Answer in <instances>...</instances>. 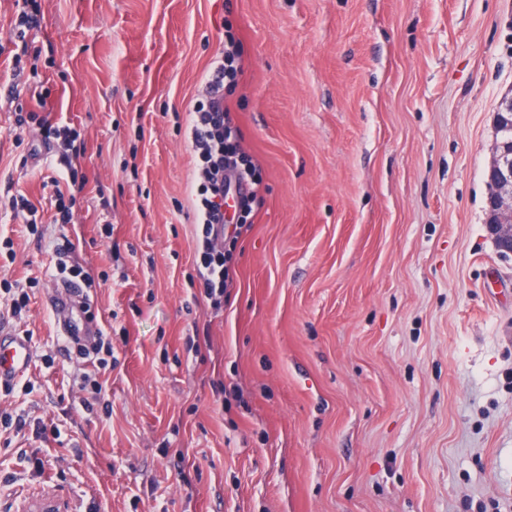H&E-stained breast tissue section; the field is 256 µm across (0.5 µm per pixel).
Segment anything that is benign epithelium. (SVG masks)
Returning <instances> with one entry per match:
<instances>
[{
	"label": "benign epithelium",
	"instance_id": "1",
	"mask_svg": "<svg viewBox=\"0 0 512 512\" xmlns=\"http://www.w3.org/2000/svg\"><path fill=\"white\" fill-rule=\"evenodd\" d=\"M495 136L485 170V224L499 253L512 254V93L500 101Z\"/></svg>",
	"mask_w": 512,
	"mask_h": 512
}]
</instances>
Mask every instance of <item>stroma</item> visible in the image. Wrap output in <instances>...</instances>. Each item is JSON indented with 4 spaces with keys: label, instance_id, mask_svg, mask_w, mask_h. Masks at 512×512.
Returning <instances> with one entry per match:
<instances>
[{
    "label": "stroma",
    "instance_id": "stroma-1",
    "mask_svg": "<svg viewBox=\"0 0 512 512\" xmlns=\"http://www.w3.org/2000/svg\"><path fill=\"white\" fill-rule=\"evenodd\" d=\"M39 56L0 58L7 278L34 351L0 410V512H512V255L485 225L494 114L512 91V0H31ZM232 23L224 102L262 206L225 239L222 307L195 276L186 119ZM40 81L89 182L52 223L63 145L17 124ZM106 277L90 367L48 305L55 250ZM57 427L37 439L32 424ZM42 458L44 469L34 460ZM79 355H81L84 359H87V362L93 367L94 375H99L102 370L103 374H100L99 380L93 379V384L91 386V390L88 392V396L83 397L81 400V405L85 410H90L93 406L98 403L101 399V395L105 392L106 386L104 385L107 382V379H103L106 375L107 368L112 369V365L109 363L108 358L104 357L106 354L107 357L112 358V343L109 338L103 336V334L96 337L93 344L90 346L77 347Z\"/></svg>",
    "mask_w": 512,
    "mask_h": 512
}]
</instances>
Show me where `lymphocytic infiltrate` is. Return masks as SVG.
I'll list each match as a JSON object with an SVG mask.
<instances>
[{
  "instance_id": "f902f5d3",
  "label": "lymphocytic infiltrate",
  "mask_w": 512,
  "mask_h": 512,
  "mask_svg": "<svg viewBox=\"0 0 512 512\" xmlns=\"http://www.w3.org/2000/svg\"><path fill=\"white\" fill-rule=\"evenodd\" d=\"M242 73L243 52L235 45L212 62L205 97L194 105L189 121L193 156L202 174L194 198L197 226L193 241L195 285L201 296L217 307L221 306L224 291L232 283L230 256L218 246L219 239L224 236V196L231 186L242 189L234 220L239 230L248 228L249 217L260 204L261 172L241 150L240 128L224 106L225 84H237ZM25 119L39 126L44 144L59 141L68 150L65 176L51 180V200L55 209L54 223H71L76 197L83 194L88 183L81 165L85 145L80 133L70 125L49 122L35 111L27 112ZM111 352L112 343L103 335L97 336L90 346L78 350L98 375L88 395L81 401L84 409H92L105 390L99 375L109 368L108 356Z\"/></svg>"
}]
</instances>
